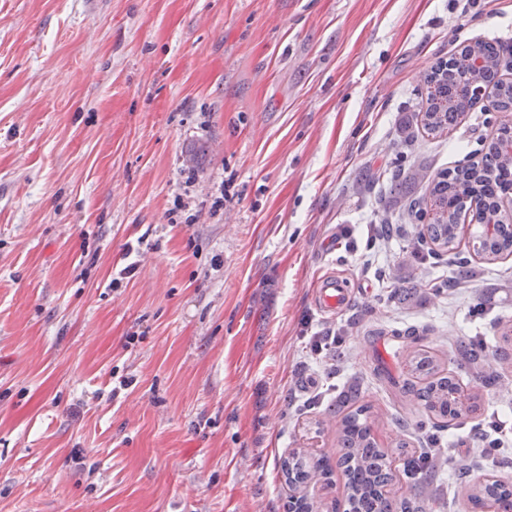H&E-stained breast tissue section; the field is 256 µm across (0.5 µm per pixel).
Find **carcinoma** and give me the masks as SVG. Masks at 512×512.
<instances>
[{"label":"carcinoma","mask_w":512,"mask_h":512,"mask_svg":"<svg viewBox=\"0 0 512 512\" xmlns=\"http://www.w3.org/2000/svg\"><path fill=\"white\" fill-rule=\"evenodd\" d=\"M502 46L497 40H477L463 46L446 60L432 67L425 78V104L422 112L413 113V119H423L422 127L430 134L442 133L456 124L476 104L467 93L470 87H484L495 95V112H512V82L498 78L502 63ZM512 131L503 123L498 128L478 163L460 165L453 169L433 172L424 164L412 165L404 175L392 182L389 204L406 211L411 228L407 231V252L418 256L419 247L431 242L450 254L452 279L456 285L465 284L473 276L469 261L459 257L456 226L469 218L478 226L477 241L488 255L512 253V214L501 208L500 200L512 193ZM427 185L425 206L417 207L414 191ZM408 276L404 266L388 272L384 303L377 309L378 320L384 319L385 308L392 302L411 304L420 293L405 286ZM392 336L410 340L402 347L400 380L397 397H410L421 411L411 425L412 433L425 437L427 447L421 457L404 462L401 475V498L383 496L380 486L392 474L393 455L406 452V444L384 448L375 435L377 415L372 406L362 402L359 384L348 383L331 404L336 414V435L342 454L337 461L344 477L346 497L352 502L353 512H427L428 505L418 495L417 487L434 456L441 452V431L448 427V419L467 417L478 407V397L460 405L453 398L459 386L456 376L442 367L436 351L423 344L426 332L415 328L393 329ZM460 371L477 368L483 360V348L469 337L455 347ZM486 388L508 387L509 383L493 366L483 373ZM309 449L301 448L280 460V471L285 484L306 487L328 483L332 474L326 460L310 463ZM470 464L455 463L453 477L461 487L470 489L475 505L491 498L498 512H512V484L499 481L493 485H472Z\"/></svg>","instance_id":"1"}]
</instances>
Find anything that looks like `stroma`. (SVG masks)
<instances>
[{
  "label": "stroma",
  "instance_id": "stroma-1",
  "mask_svg": "<svg viewBox=\"0 0 512 512\" xmlns=\"http://www.w3.org/2000/svg\"><path fill=\"white\" fill-rule=\"evenodd\" d=\"M493 38L511 57L512 0H0V512H284L281 457L337 460L327 406L353 379L383 446L418 450L416 405L369 368L400 372L369 330L404 257L371 172L451 168L512 125L477 107L395 150L425 72ZM459 250L471 282L387 321L446 359L481 337L512 380V255ZM325 276L348 311L315 308ZM349 322L345 361L314 351ZM460 383L481 408L442 443L478 478L473 428L512 421V393ZM451 473L423 479L431 512H480Z\"/></svg>",
  "mask_w": 512,
  "mask_h": 512
}]
</instances>
